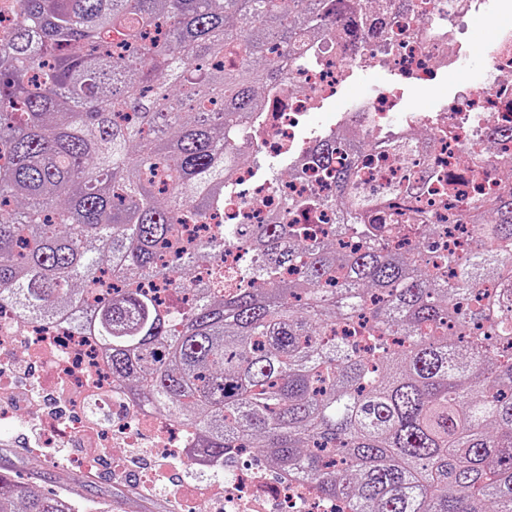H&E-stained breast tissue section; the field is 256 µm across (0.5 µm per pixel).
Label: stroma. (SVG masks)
Listing matches in <instances>:
<instances>
[{
    "mask_svg": "<svg viewBox=\"0 0 512 512\" xmlns=\"http://www.w3.org/2000/svg\"><path fill=\"white\" fill-rule=\"evenodd\" d=\"M395 86L401 89L400 104L404 108L433 110L452 98L456 75L444 73L434 84L402 87L388 72L353 69L342 91L310 113L307 127L319 134L327 132L335 121L336 113L347 111L359 98ZM0 474L10 476L35 491L57 490L63 496L87 503H105L108 512H170L172 488L188 481L182 469H175L167 488L152 496L141 497L135 490V468L118 470L111 460L106 459L97 470L86 474L47 464L33 457L27 446L26 431L21 427L0 429Z\"/></svg>",
    "mask_w": 512,
    "mask_h": 512,
    "instance_id": "stroma-1",
    "label": "stroma"
}]
</instances>
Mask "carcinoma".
Listing matches in <instances>:
<instances>
[{"instance_id":"cac0c4a2","label":"carcinoma","mask_w":512,"mask_h":512,"mask_svg":"<svg viewBox=\"0 0 512 512\" xmlns=\"http://www.w3.org/2000/svg\"><path fill=\"white\" fill-rule=\"evenodd\" d=\"M0 58V306L77 315L135 400L214 458L253 449L333 512H512V186L455 212L359 185L331 133L326 191L210 224L255 147L296 31L362 0H18ZM337 216L340 238L297 214ZM203 229L185 238L183 226ZM400 223L408 237L391 227ZM249 265L224 286V249ZM206 270L205 277L199 270ZM0 474V512H68Z\"/></svg>"}]
</instances>
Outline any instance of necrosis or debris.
<instances>
[{
    "mask_svg": "<svg viewBox=\"0 0 512 512\" xmlns=\"http://www.w3.org/2000/svg\"><path fill=\"white\" fill-rule=\"evenodd\" d=\"M497 39L487 51L481 81L465 78L442 109L408 111L385 89L359 100L333 131L361 149L363 180L370 185L400 179L397 156L382 146L391 138L408 143L415 168L433 167L448 176L446 188L417 199L436 219L472 202L481 188L500 183L498 172L479 174L469 150L478 143L489 159L512 156V142L489 136V127L512 126V0H366L363 17H348L326 30L303 36L289 47L282 81L264 86L269 103L259 135L275 150L304 143L306 118L316 102L336 96L354 67L387 70L410 85L429 84L439 72L463 73L470 60L468 21L497 18ZM242 193L224 197V219L265 223L285 194L314 187L303 177L273 186L251 164L238 167ZM26 428L38 437L34 456L59 460L84 472L96 470L104 454L137 469L140 495L158 491L171 468L183 464L194 483L172 496L174 512H324L322 500L297 478L269 479L260 464L243 461L224 470L197 446L179 420L137 405L128 388L112 379L110 360L95 337L70 321L22 323L9 306L0 307V427Z\"/></svg>",
    "mask_w": 512,
    "mask_h": 512,
    "instance_id": "obj_1",
    "label": "necrosis or debris"
}]
</instances>
